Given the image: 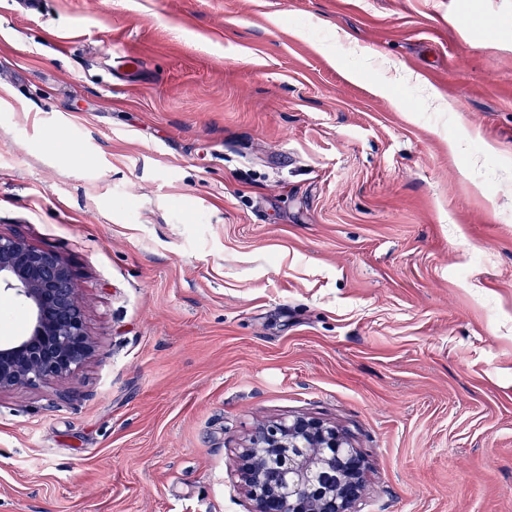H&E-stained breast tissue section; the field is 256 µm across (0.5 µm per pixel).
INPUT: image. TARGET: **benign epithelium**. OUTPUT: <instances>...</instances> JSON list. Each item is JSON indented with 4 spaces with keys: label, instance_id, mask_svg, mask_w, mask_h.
I'll list each match as a JSON object with an SVG mask.
<instances>
[{
    "label": "benign epithelium",
    "instance_id": "7a95c632",
    "mask_svg": "<svg viewBox=\"0 0 512 512\" xmlns=\"http://www.w3.org/2000/svg\"><path fill=\"white\" fill-rule=\"evenodd\" d=\"M0 289L22 302L28 323L23 335L0 342V395L75 378L96 340L69 262L0 234ZM240 472L254 512H354L366 486L364 462L348 436L305 415L258 426Z\"/></svg>",
    "mask_w": 512,
    "mask_h": 512
}]
</instances>
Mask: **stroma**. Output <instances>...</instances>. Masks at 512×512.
<instances>
[{
  "instance_id": "1",
  "label": "stroma",
  "mask_w": 512,
  "mask_h": 512,
  "mask_svg": "<svg viewBox=\"0 0 512 512\" xmlns=\"http://www.w3.org/2000/svg\"><path fill=\"white\" fill-rule=\"evenodd\" d=\"M43 2L0 0V233L99 346L0 396V512H251L303 414L358 512H512V0Z\"/></svg>"
}]
</instances>
